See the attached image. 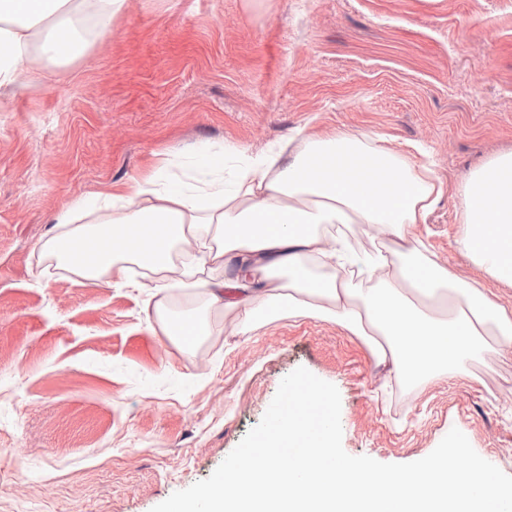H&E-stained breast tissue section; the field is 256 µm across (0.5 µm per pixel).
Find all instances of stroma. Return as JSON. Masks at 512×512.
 <instances>
[{"label":"stroma","mask_w":512,"mask_h":512,"mask_svg":"<svg viewBox=\"0 0 512 512\" xmlns=\"http://www.w3.org/2000/svg\"><path fill=\"white\" fill-rule=\"evenodd\" d=\"M0 94V512H151L208 478L298 367L341 396L353 456L409 463L451 428L512 475V357L382 395L387 370L340 326L217 320L172 344L145 293L40 254L74 199L164 158L258 153L306 128L422 151L447 192L417 233L501 302L455 242L456 190L512 151V0H130L67 65L32 56Z\"/></svg>","instance_id":"35a3bbf8"}]
</instances>
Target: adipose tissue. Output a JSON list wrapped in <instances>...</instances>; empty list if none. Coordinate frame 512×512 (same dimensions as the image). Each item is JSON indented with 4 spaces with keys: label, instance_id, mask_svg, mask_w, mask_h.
Here are the masks:
<instances>
[{
    "label": "adipose tissue",
    "instance_id": "1",
    "mask_svg": "<svg viewBox=\"0 0 512 512\" xmlns=\"http://www.w3.org/2000/svg\"><path fill=\"white\" fill-rule=\"evenodd\" d=\"M127 0H0V88L16 85L33 53L53 63L83 57L90 32L124 14ZM445 188L409 155L341 129L314 131L225 166L223 154L173 180L159 163L133 187L79 199L54 218L44 258L87 280L138 287L147 271L153 317L193 349L215 316L241 333L284 317L333 322L360 338L402 388L452 379L512 353V307L433 258L414 226ZM94 219L78 223V213ZM461 252L512 285V152L463 180L456 196ZM194 291L179 311L170 299Z\"/></svg>",
    "mask_w": 512,
    "mask_h": 512
}]
</instances>
